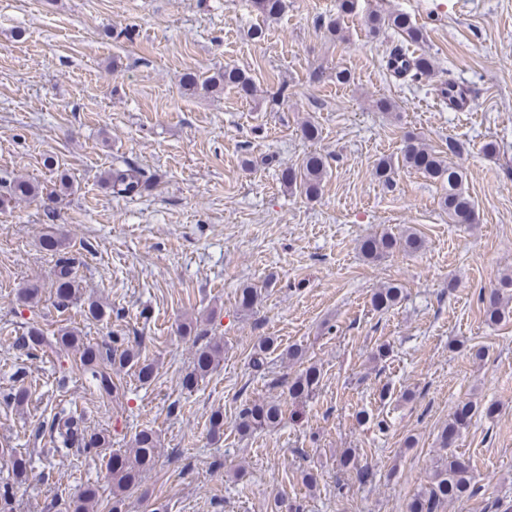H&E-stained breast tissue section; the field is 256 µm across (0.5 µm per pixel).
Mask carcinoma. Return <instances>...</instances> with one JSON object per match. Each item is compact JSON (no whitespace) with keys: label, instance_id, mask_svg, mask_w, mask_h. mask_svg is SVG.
<instances>
[{"label":"carcinoma","instance_id":"obj_1","mask_svg":"<svg viewBox=\"0 0 512 512\" xmlns=\"http://www.w3.org/2000/svg\"><path fill=\"white\" fill-rule=\"evenodd\" d=\"M258 12L274 17L285 8V0H253ZM369 28L377 33L384 27L396 30L404 39L419 43L423 33L403 13L387 16L373 14L368 20ZM219 86H231L247 95L253 92V81L247 73L238 68H226L202 82L205 89ZM402 164L417 170L426 177L448 184V190L441 198V206L448 211V218L454 224H473L476 221L474 204L471 197L462 188V174L447 158L422 143L411 139L402 151ZM326 171L325 158L312 154L306 157L298 168L289 167L282 171L281 180L285 187L298 190L311 197L318 193ZM105 183L112 193L122 197L140 195L150 187V177L136 163L125 160L123 165L114 166L105 176ZM41 195L39 184L29 179H15L8 183L7 192L0 195V207H6L18 199L34 200ZM44 247L56 257L55 269V305L67 309L81 301L82 284L77 276L78 259L70 250L66 238L51 234L45 237ZM421 247V241L414 234L395 235L383 233L371 237L361 244L362 254L371 260H380L394 252H415ZM41 286L36 282H26L17 290V300L24 305L37 301ZM403 289L397 283L378 289L372 296V306L376 309H388L402 298ZM485 320L491 324L512 315V276L501 278L499 284L481 295ZM57 343L75 352L78 359L73 367L87 370L95 380L100 395L112 397L118 388L112 380V371H121L127 367L137 372V378L143 385L155 378V367L143 361L134 349L122 347L117 340L110 343H86L78 327L65 326L58 331ZM224 355V341L212 336L207 338L196 350L192 367L182 378V387L191 390L199 381L208 376L218 366ZM320 371L315 366L303 370L289 385V396L301 399L309 396L317 387ZM474 410L467 402L457 406L440 435V445L444 449L451 447L453 438L466 425ZM285 413L284 406L277 401L243 404L238 413L237 430L248 435L264 427H274ZM81 418L63 411L54 415L51 423L57 451L62 452L75 444L92 448L110 447L111 441L101 433L90 434L80 424ZM159 439L151 429H143L136 436L128 452L110 453L109 466L112 478V512H123L129 492L137 487L143 475L150 471L155 463ZM0 454L11 459L17 477L24 476L30 460L17 453L9 445L0 447ZM478 491L469 462L454 454L440 456L434 465L429 483L412 499L409 512H442L450 501L464 503L474 497ZM98 496V489L87 484L80 495L72 502V512H89V505Z\"/></svg>","mask_w":512,"mask_h":512}]
</instances>
